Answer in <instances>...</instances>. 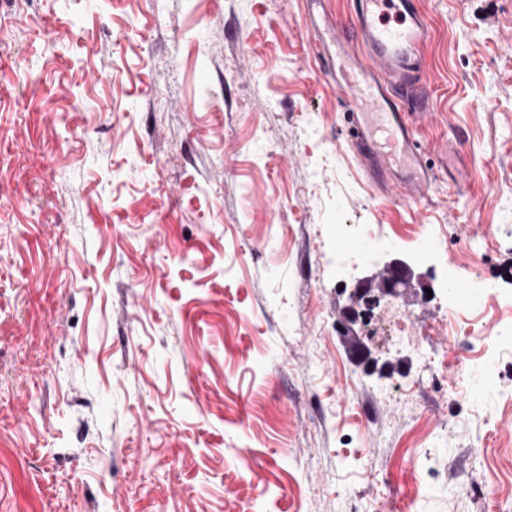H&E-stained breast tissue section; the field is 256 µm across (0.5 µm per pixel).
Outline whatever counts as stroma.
<instances>
[{
  "instance_id": "35a3bbf8",
  "label": "stroma",
  "mask_w": 512,
  "mask_h": 512,
  "mask_svg": "<svg viewBox=\"0 0 512 512\" xmlns=\"http://www.w3.org/2000/svg\"><path fill=\"white\" fill-rule=\"evenodd\" d=\"M433 183L350 146L304 0H0V512H512V359L456 406L420 362L470 266L512 320V0H420ZM380 226L419 344L338 323ZM435 234L420 237L418 225ZM480 479L484 497L468 484ZM348 226L353 227L354 235L350 234L348 232ZM366 224H339L336 225V237L338 239H341L343 241H359L361 242V248L358 243L355 244H345V248H360L359 253L362 256L364 254L365 256H369L370 250L369 247L371 246V240H372V233L375 231L373 229H367Z\"/></svg>"
}]
</instances>
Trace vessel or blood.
Wrapping results in <instances>:
<instances>
[{"label":"vessel or blood","instance_id":"vessel-or-blood-1","mask_svg":"<svg viewBox=\"0 0 512 512\" xmlns=\"http://www.w3.org/2000/svg\"><path fill=\"white\" fill-rule=\"evenodd\" d=\"M353 12L352 23H333L336 49L345 53L355 71L340 85L352 108L351 144L370 177L388 185L394 197L421 199L429 192L432 173L424 162L414 120L430 115L421 83L429 25L416 0H355ZM373 100L383 107L375 129L365 124L361 113L362 106ZM397 151L415 175L392 185L387 172Z\"/></svg>","mask_w":512,"mask_h":512}]
</instances>
